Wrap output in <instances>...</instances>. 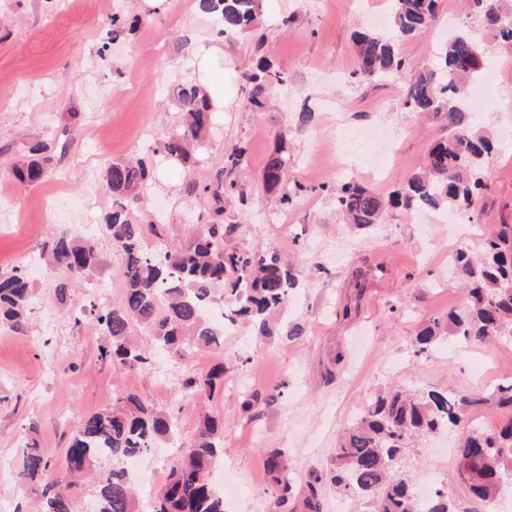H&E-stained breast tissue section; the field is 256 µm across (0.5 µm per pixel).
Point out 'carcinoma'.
Masks as SVG:
<instances>
[{"label":"carcinoma","mask_w":512,"mask_h":512,"mask_svg":"<svg viewBox=\"0 0 512 512\" xmlns=\"http://www.w3.org/2000/svg\"><path fill=\"white\" fill-rule=\"evenodd\" d=\"M263 0H198L201 12L218 22L217 35L249 32L261 14ZM470 14L504 48L512 49V24L502 18V0H467ZM438 0H390L388 24L380 31L365 30L354 36L357 67L361 80H373L398 72L404 62L397 44L428 30L437 20ZM138 19L112 14L102 32L100 58L114 42L124 38ZM493 56L472 32L457 28L438 53L432 68L415 74L405 89V105L442 120L446 135L429 148L422 169L412 174L388 200L367 191L353 181L336 190V206L349 223L367 228L379 222L385 206L406 211H468L487 189L479 176L493 143L479 128L478 115L467 110L465 92ZM240 81L251 86L248 104L263 107L264 94L283 79L268 64L258 71L243 73ZM173 96L184 111L178 132L153 154L162 153L183 165L193 161L212 125V105L205 90L196 83H181ZM48 147L32 149L34 158L14 168L23 186L33 187L49 175L45 155ZM246 162V148L233 146L224 153L219 166L200 179L191 178L184 192L194 202L207 204L210 218L196 231L188 245L175 250L150 253L144 243L143 224L134 209L145 198L152 183L149 161L144 158L108 161L104 183L112 197L103 214L112 244L125 258V292L117 306L90 304L89 314L102 336L100 357L118 369H140L163 353L184 360L198 349L223 348V322L208 320L202 308L212 303L215 289L224 288V303L236 319L251 324L257 336H278L281 329L272 316L288 308L298 284L296 276L272 253L246 252L226 245L231 227L224 224V201L245 193L233 180ZM288 155L270 160L262 174L266 190L277 189L288 203L302 190L287 179ZM42 258L73 277H80L99 265L95 242L66 225L51 227ZM452 265L467 287L465 310H453L432 321L414 340L415 353H424L450 338L487 343L512 340V224H499L484 241L479 258L459 249ZM32 289L26 272L15 267L0 272V325L16 332L25 329ZM141 327L152 337L142 348L130 341L132 331ZM224 383V365L206 376L187 375L183 387L191 392L214 390ZM494 398L503 417L492 429H479L472 416ZM449 426H461L465 436L456 448L457 482L469 494L466 512H489V503L501 484L512 477V381L500 383L486 396L481 389L465 394L429 390L413 396L392 389L373 396L360 418L344 431L334 449L331 466L313 472L309 495L303 500L305 512H323L317 484L327 483L342 493L368 499L376 512H422L410 484L396 467L406 441L424 437ZM180 434L173 415L145 405L128 393L117 397L112 407L85 417L65 448L64 469L50 474L46 449L32 440L22 448L18 478L38 496L39 512H73L66 490L77 478L89 476L95 483L98 512H139L132 485L120 463L147 453L164 440ZM224 455L223 424L203 418L195 429L182 462L172 468L152 501L151 512H224V501L209 480L213 465ZM265 468L270 477L273 502L283 506L293 498L288 466L278 452L268 454ZM429 512H453L448 491H434Z\"/></svg>","instance_id":"1"}]
</instances>
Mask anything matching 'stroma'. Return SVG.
Masks as SVG:
<instances>
[{
	"label": "stroma",
	"mask_w": 512,
	"mask_h": 512,
	"mask_svg": "<svg viewBox=\"0 0 512 512\" xmlns=\"http://www.w3.org/2000/svg\"><path fill=\"white\" fill-rule=\"evenodd\" d=\"M86 2L0 0V210L22 207L17 223H0V270L29 268L33 288L26 331L0 326V501L13 512H30L31 493L16 477L28 436L49 449L53 471H61L77 422L133 393L176 416L183 431L142 459L156 483L164 482L199 419L209 415L224 423V462L240 488L239 496L225 500L224 512H303L312 472L330 467L344 428L375 393L393 385L417 394L432 388L463 393L512 374V342L472 344L464 356L455 341L413 352L423 325L465 308L448 249L479 252L480 242L469 237L471 225L487 234L495 225L512 224V136L500 131L499 104L488 103L480 112L497 139L483 164L489 191L460 221L420 224L416 213L392 210L383 223L359 229L343 224L336 211L335 190L344 180L355 179L384 197L422 168L442 128L433 117L406 108L404 85L408 75L434 65L449 22L489 41L464 0H439L435 26L399 43L404 72L367 82L353 76L352 37L366 26L369 12L387 11L389 0H265L257 20L266 35L260 49L249 33L215 41L212 20L184 0H167L162 9L148 0H95L92 9ZM118 11L140 15L142 22L107 58H99L105 20ZM183 35L196 45H219L220 55L205 66L196 55L177 53ZM262 59L283 81L255 111L239 76ZM201 81L222 103L193 171L155 157V182L138 208L146 241L184 246L207 221L203 209L186 198V180L245 143L247 163L237 181L247 202L225 205L224 221L235 227L228 243L274 251L292 264L300 282L288 302V319L303 324L305 333L297 339L261 337L238 324L225 337L223 354L200 350L185 365L160 358L146 369L116 371L101 360L102 338L92 323L73 325L92 297L86 281H74L66 298L57 299L59 272L41 265L39 248L55 223L93 239L101 263L90 277L102 283L111 305L120 303L122 269L113 263L109 230L97 220L112 199L94 157H131L128 144L144 124L153 128L155 141H165L179 128L169 87ZM87 125L95 128L89 138L68 142V132ZM363 127L396 137L381 175L365 171L374 146L350 152L336 147L342 133ZM283 128L284 142L277 138ZM39 143L49 148L52 174L22 187L11 170ZM282 149L291 157L289 182L301 186L287 204L261 184L267 162ZM49 197L57 202L53 218L43 209ZM158 201L167 204L161 224L152 221ZM219 363L223 385L211 393L183 391L184 369L201 377ZM458 436L453 430L410 440L399 471L414 484L434 476L464 512L451 450ZM273 451L287 458L294 482L293 501L280 508L273 505L265 468Z\"/></svg>",
	"instance_id": "35a3bbf8"
}]
</instances>
